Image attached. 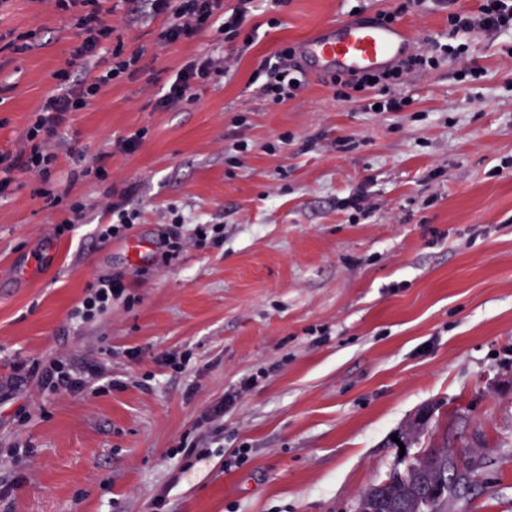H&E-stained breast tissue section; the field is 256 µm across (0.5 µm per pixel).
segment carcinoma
<instances>
[{
    "instance_id": "cac0c4a2",
    "label": "carcinoma",
    "mask_w": 512,
    "mask_h": 512,
    "mask_svg": "<svg viewBox=\"0 0 512 512\" xmlns=\"http://www.w3.org/2000/svg\"><path fill=\"white\" fill-rule=\"evenodd\" d=\"M436 411L437 407L429 406L420 412L411 431L416 435L425 431ZM451 454L448 437H443L440 444L430 441L421 446L404 470L391 472L385 481L366 489L360 498L381 502L384 512H447L448 497H465L477 468L476 462L467 457L462 458L460 470L448 466Z\"/></svg>"
}]
</instances>
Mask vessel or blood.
Returning <instances> with one entry per match:
<instances>
[{"label": "vessel or blood", "mask_w": 512, "mask_h": 512, "mask_svg": "<svg viewBox=\"0 0 512 512\" xmlns=\"http://www.w3.org/2000/svg\"><path fill=\"white\" fill-rule=\"evenodd\" d=\"M413 35L402 23L383 25L374 19H346L324 24L300 52L316 74L381 71L410 54Z\"/></svg>", "instance_id": "1"}]
</instances>
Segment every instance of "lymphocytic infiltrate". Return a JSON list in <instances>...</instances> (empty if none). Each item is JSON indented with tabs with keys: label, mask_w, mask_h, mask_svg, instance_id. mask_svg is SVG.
<instances>
[{
	"label": "lymphocytic infiltrate",
	"mask_w": 512,
	"mask_h": 512,
	"mask_svg": "<svg viewBox=\"0 0 512 512\" xmlns=\"http://www.w3.org/2000/svg\"><path fill=\"white\" fill-rule=\"evenodd\" d=\"M99 0H83L86 8L76 26L85 36L77 48V57L96 56L103 43H110L112 65L102 73L85 69L77 81H70L68 72H60V92L48 96L36 110L34 119L25 133L21 146L11 152H0V193L8 190L16 171L48 175L56 160L52 149L68 116L89 107L102 89L112 80L126 73L139 60L138 54H125L123 44L112 41L113 28L103 18L98 7ZM436 4L448 7V37L446 44H434L415 49L399 65L372 74L347 76L335 73L328 83L336 98L362 100L365 110L380 108L384 112H399L409 107L411 98L402 95L400 87L406 74L436 67L440 56L462 57L466 46L459 43V36L482 31L512 33V0H479L476 11L469 12L457 5V0H435ZM145 8L153 14L167 15L168 20L158 35L161 45L191 40L206 30H216L226 40L242 38L244 46H251L253 38L244 29L253 10L252 0H237L233 9H225L223 0H142ZM295 54L294 47H282L273 57L264 59L256 70L261 78L260 92L263 97L280 104L295 97L299 90L293 82L294 76L288 61ZM224 61L213 55L200 56L188 61L177 77L157 99L160 109H171L195 99L199 87L224 75ZM121 283L111 277L100 278L90 288L78 306L70 313L72 319L85 323L96 315L107 311L114 297L120 295ZM30 375L48 391L82 394L88 391L97 375L91 370H77L60 358L35 363Z\"/></svg>",
	"instance_id": "1"
}]
</instances>
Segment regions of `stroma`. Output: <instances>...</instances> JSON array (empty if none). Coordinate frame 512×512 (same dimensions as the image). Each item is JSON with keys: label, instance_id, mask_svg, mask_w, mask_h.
I'll return each instance as SVG.
<instances>
[{"label": "stroma", "instance_id": "stroma-1", "mask_svg": "<svg viewBox=\"0 0 512 512\" xmlns=\"http://www.w3.org/2000/svg\"><path fill=\"white\" fill-rule=\"evenodd\" d=\"M399 2L257 0L246 49L213 30L159 45L165 16L100 0L137 72L69 114L48 178L14 172L0 196V512H355L408 462L392 434L435 404L457 453L483 461L448 512H512V172L492 173L512 158V36L474 35L464 60L409 74L401 112L337 100L308 72L275 106L251 81L281 46ZM81 11L0 0V35L28 44L0 49L1 150L20 146L57 72L80 77ZM402 21L415 44L448 39L447 10ZM208 53L225 57L224 77L156 108ZM465 65L478 76L461 77ZM136 132L135 152L115 151ZM75 149L103 158L106 178ZM131 185L127 238L151 246L139 264L127 238H98ZM358 195L357 220L346 202ZM174 224L186 245L170 258L157 243ZM200 224L221 225L223 243L197 244ZM36 255L35 277L18 279ZM104 276L122 296L72 321ZM49 356L98 366L108 384L43 391L25 373ZM231 392L220 424H201ZM237 448L247 462L225 468Z\"/></svg>", "mask_w": 512, "mask_h": 512}]
</instances>
